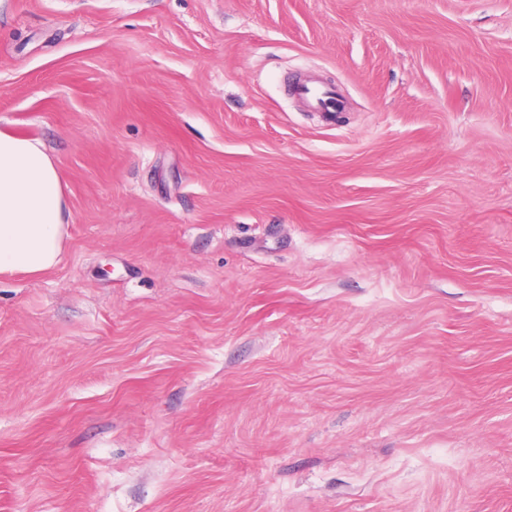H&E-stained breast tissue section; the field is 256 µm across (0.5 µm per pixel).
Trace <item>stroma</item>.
Returning <instances> with one entry per match:
<instances>
[{"mask_svg":"<svg viewBox=\"0 0 512 512\" xmlns=\"http://www.w3.org/2000/svg\"><path fill=\"white\" fill-rule=\"evenodd\" d=\"M0 129V512H512V0H0ZM292 95L315 112H336L338 108H346L336 89L316 78L302 80L294 87ZM69 208L41 141L0 130V275L45 272L59 262Z\"/></svg>","mask_w":512,"mask_h":512,"instance_id":"obj_1","label":"stroma"}]
</instances>
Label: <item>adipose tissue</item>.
<instances>
[{
	"mask_svg": "<svg viewBox=\"0 0 512 512\" xmlns=\"http://www.w3.org/2000/svg\"><path fill=\"white\" fill-rule=\"evenodd\" d=\"M69 208L41 141L0 130V275L45 272L59 262Z\"/></svg>",
	"mask_w": 512,
	"mask_h": 512,
	"instance_id": "1",
	"label": "adipose tissue"
}]
</instances>
